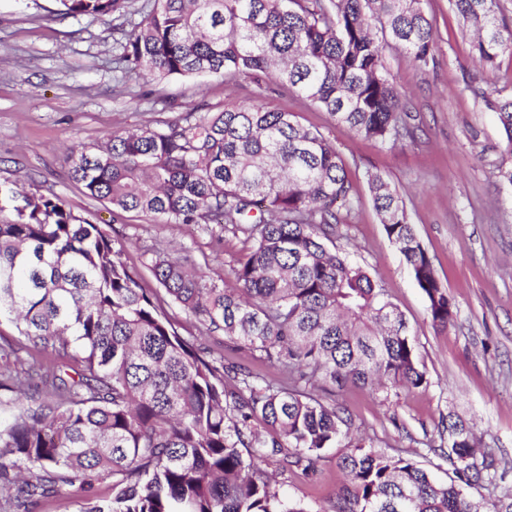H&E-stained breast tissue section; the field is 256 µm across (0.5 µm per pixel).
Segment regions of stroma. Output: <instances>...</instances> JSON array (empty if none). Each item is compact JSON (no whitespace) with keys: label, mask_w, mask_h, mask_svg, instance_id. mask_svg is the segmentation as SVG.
Here are the masks:
<instances>
[{"label":"stroma","mask_w":512,"mask_h":512,"mask_svg":"<svg viewBox=\"0 0 512 512\" xmlns=\"http://www.w3.org/2000/svg\"><path fill=\"white\" fill-rule=\"evenodd\" d=\"M149 6L150 0H131L123 16L72 17L59 14L57 0H0V184L60 198L74 214L102 225L124 245L144 288L157 286L148 263L160 248L233 292L234 269L248 249L243 235L178 230L135 213L113 221L110 208L88 197L65 163L68 148L104 143L113 132L250 98L249 84L220 76L153 79L114 71L122 29ZM423 6L437 32L433 63L419 68L401 51H384L420 123L415 140L390 147L358 136L279 88L266 103L319 129L343 157L357 204L342 211L347 233L329 247L386 290L417 336L427 373L426 384L411 391L387 396L350 385L337 392V401L375 448L410 458L443 480L454 471L441 421L458 417L471 427L479 451L495 460L500 477L481 491L492 500L512 491V191L498 179L506 139L486 101L512 90V55L484 70L450 0H424ZM371 172L404 201L452 301L448 327L433 325L421 290L386 236L368 191ZM172 315L177 333L211 357L243 359L223 333H207L180 310ZM339 455V448L324 450L308 476L280 475L278 488L316 512H331L344 481Z\"/></svg>","instance_id":"1"}]
</instances>
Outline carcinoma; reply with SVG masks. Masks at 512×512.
Instances as JSON below:
<instances>
[{
  "label": "carcinoma",
  "mask_w": 512,
  "mask_h": 512,
  "mask_svg": "<svg viewBox=\"0 0 512 512\" xmlns=\"http://www.w3.org/2000/svg\"><path fill=\"white\" fill-rule=\"evenodd\" d=\"M58 3L62 15L105 16L125 13L128 0ZM452 6L485 67L512 54L497 0ZM124 39L113 59L119 71L219 75L256 92L72 148L71 177L115 217L136 212L242 234L250 247L234 269L240 288L228 293L158 249L150 270L159 288L149 292L100 225L57 197L0 185V317L44 361L42 389L18 371L0 372V389L13 394L0 422V512H32L75 485L80 512H326L288 500L263 465L305 475L340 444L346 481L332 512H512V494L489 502L473 493L494 459L476 461L461 422L446 426L455 477L443 483L352 438L347 409L312 393L348 384L411 391L427 378L403 315L361 266L326 245L342 236L335 205L352 192L336 146L267 107L266 81L359 136L414 139L419 126L383 48L429 64L436 39L422 0H152ZM488 108L512 155V94ZM368 187L433 324L447 326L448 292L399 193L377 173ZM166 304L282 376L208 359L174 330ZM257 419L272 432H259Z\"/></svg>",
  "instance_id": "cac0c4a2"
}]
</instances>
